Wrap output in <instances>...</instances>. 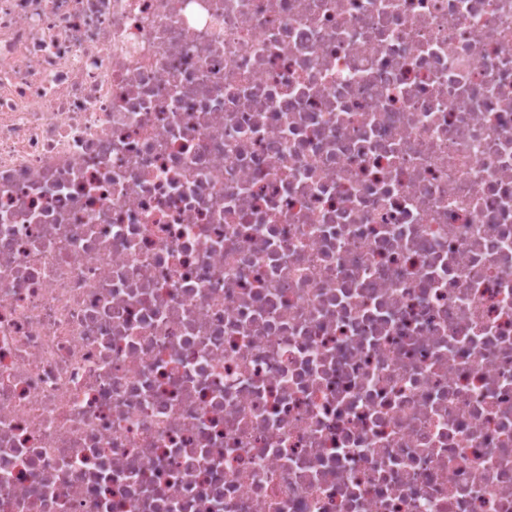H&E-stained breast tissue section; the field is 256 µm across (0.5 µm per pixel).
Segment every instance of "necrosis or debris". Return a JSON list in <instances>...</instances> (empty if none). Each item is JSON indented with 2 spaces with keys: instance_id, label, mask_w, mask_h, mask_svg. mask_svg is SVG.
Returning a JSON list of instances; mask_svg holds the SVG:
<instances>
[{
  "instance_id": "necrosis-or-debris-1",
  "label": "necrosis or debris",
  "mask_w": 512,
  "mask_h": 512,
  "mask_svg": "<svg viewBox=\"0 0 512 512\" xmlns=\"http://www.w3.org/2000/svg\"><path fill=\"white\" fill-rule=\"evenodd\" d=\"M0 512H512V0H0Z\"/></svg>"
}]
</instances>
